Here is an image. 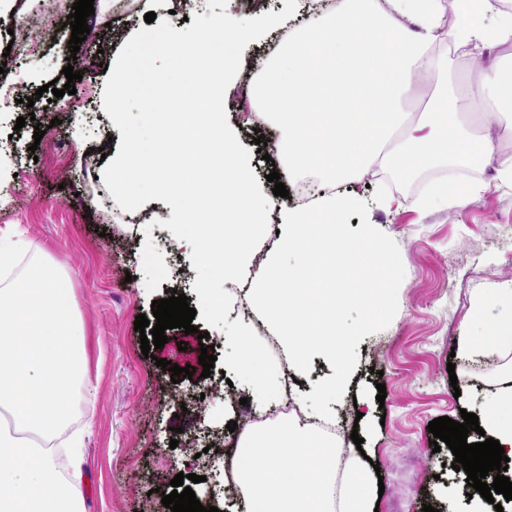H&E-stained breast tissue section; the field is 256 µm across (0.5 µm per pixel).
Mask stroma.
<instances>
[{"instance_id": "35a3bbf8", "label": "stroma", "mask_w": 512, "mask_h": 512, "mask_svg": "<svg viewBox=\"0 0 512 512\" xmlns=\"http://www.w3.org/2000/svg\"><path fill=\"white\" fill-rule=\"evenodd\" d=\"M74 0H17L0 6L10 19L0 26V54L9 42L28 45L11 58V82L35 109L8 100L0 103V230L21 237L28 255L57 265L67 275L85 332L84 376L79 381L76 416L69 433L82 441L80 463L86 512H170L162 496L176 474L199 475L192 489L204 507L232 512L235 496L224 488V460L211 455L222 441L237 443L230 421L252 414L253 431L288 420L309 426L335 444V475L327 493L329 512H337L355 445L363 438L366 455L378 464L384 493L378 512H468L467 475L452 467L449 448L434 451L427 426L462 412L482 414L512 370V354L463 353L469 337L487 325L512 320V185L493 182L463 208L438 203L413 208L432 181L466 177L482 181L484 168L443 160L398 180L381 170L356 182L361 207L352 213V235L372 225L388 254L397 257L385 314L346 350L349 369L339 394L329 390L338 368L321 354L311 355L295 381L297 410L285 413L278 399L247 401V392L231 367L237 357L231 338L242 327L258 337L274 371L289 366L288 350L259 308L242 315L246 292L260 287L258 273L268 257L290 264L279 247L277 213H269L271 231L256 248L251 272L230 282L212 275L195 241L184 235L178 216L155 199L138 213L113 194L102 155L121 153L126 142L100 101L112 89L113 59L136 63L150 77L168 76L165 59L137 52L133 30L181 25L205 30L212 15L241 13L240 0H206L192 12L174 0H96L87 23L90 33L72 49L64 29ZM299 24L267 33L239 54V78L225 88V123L234 129L245 162L265 193L267 176L286 173V132L260 109V85L276 61L277 47ZM83 73L76 94L53 100L36 97L39 87L58 78L63 67ZM469 63L449 55L448 74L425 98L407 101L419 115L445 94L469 89ZM24 127H17L18 117ZM46 126L34 140L35 125ZM264 134L265 148L253 138ZM206 283L224 299V317L199 309L197 283ZM186 295L195 308V333L167 330V343L154 358L141 352L136 316L150 314L153 301ZM186 350H179V342ZM213 345L216 361L210 377L193 375L172 383L171 372L157 367L164 358L178 366H198L201 344ZM387 397L377 402L378 384ZM334 413L316 415L319 406ZM177 447H170L171 439Z\"/></svg>"}]
</instances>
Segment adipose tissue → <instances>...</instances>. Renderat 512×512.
<instances>
[{
  "label": "adipose tissue",
  "instance_id": "obj_1",
  "mask_svg": "<svg viewBox=\"0 0 512 512\" xmlns=\"http://www.w3.org/2000/svg\"><path fill=\"white\" fill-rule=\"evenodd\" d=\"M456 2L457 24L447 31L439 0H390L385 10L376 0H341L336 12L279 47L262 82V109L288 133L289 173L316 171L327 186L307 207L258 195L237 136L224 123V86L239 48L257 29L285 24L284 16L223 14L202 33L177 26L137 32L138 50L167 57L176 71L167 85L123 61L112 69V93L103 106L125 128L127 149L113 156L109 176L130 210H139L148 195L167 199L194 235L203 263L231 278L247 268L253 247L267 236V211L278 209L279 242L295 261L267 260L262 286L249 301L277 328L295 367L315 353L344 362L365 323L386 310L397 260L382 258L372 228L350 235L348 219L359 199L348 181L378 166L406 172L475 153L512 182V155L496 154L492 140L463 121L489 111L512 118V78L489 66L476 73L467 94L439 97L410 121L401 110L404 99L444 81L448 63L435 51L442 37L476 57L512 45V13L498 11L494 0ZM133 95L142 98L158 133L148 146L127 120L125 103ZM348 306L361 309V321L341 319ZM236 342L234 367L251 400L266 402L279 382L250 335L239 332ZM480 425L512 455V385L491 400ZM335 462L332 442L308 427L285 421L247 433L235 454L247 489L243 512H327Z\"/></svg>",
  "mask_w": 512,
  "mask_h": 512
}]
</instances>
